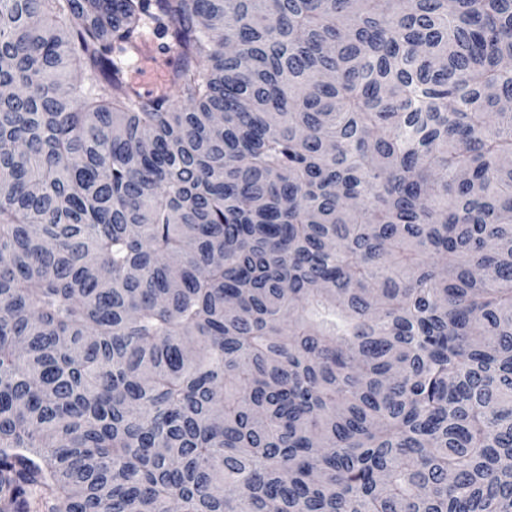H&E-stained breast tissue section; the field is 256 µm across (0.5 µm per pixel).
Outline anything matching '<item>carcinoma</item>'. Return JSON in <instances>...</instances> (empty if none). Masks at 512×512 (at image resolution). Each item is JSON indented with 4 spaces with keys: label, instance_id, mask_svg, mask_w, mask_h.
<instances>
[{
    "label": "carcinoma",
    "instance_id": "1",
    "mask_svg": "<svg viewBox=\"0 0 512 512\" xmlns=\"http://www.w3.org/2000/svg\"><path fill=\"white\" fill-rule=\"evenodd\" d=\"M0 86V512H512V0H0ZM154 43V52L151 59L142 66L130 70L129 75L134 81L145 86L141 89L143 93L151 94L148 88L151 85L150 77L155 72H171L176 65L177 56L169 48L167 37L160 36L152 28L147 29Z\"/></svg>",
    "mask_w": 512,
    "mask_h": 512
}]
</instances>
